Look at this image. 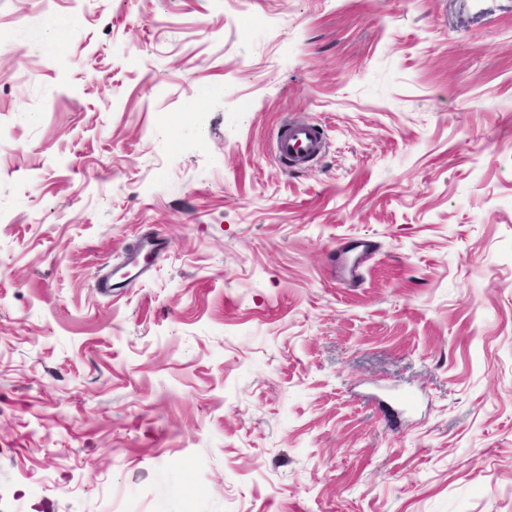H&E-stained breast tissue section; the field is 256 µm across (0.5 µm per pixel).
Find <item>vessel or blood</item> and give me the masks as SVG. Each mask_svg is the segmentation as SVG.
<instances>
[{
  "mask_svg": "<svg viewBox=\"0 0 512 512\" xmlns=\"http://www.w3.org/2000/svg\"><path fill=\"white\" fill-rule=\"evenodd\" d=\"M330 143L319 125L313 123L288 124L278 129L274 137V152L281 164L291 171L303 168L308 162L325 155ZM165 244L159 238L148 237L132 245L126 252L125 263L147 269ZM371 242L339 243L338 250L346 261L340 269L341 277L349 284H356L362 274V253L371 251Z\"/></svg>",
  "mask_w": 512,
  "mask_h": 512,
  "instance_id": "obj_1",
  "label": "vessel or blood"
}]
</instances>
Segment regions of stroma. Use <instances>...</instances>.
Instances as JSON below:
<instances>
[{
  "label": "stroma",
  "instance_id": "1",
  "mask_svg": "<svg viewBox=\"0 0 512 512\" xmlns=\"http://www.w3.org/2000/svg\"><path fill=\"white\" fill-rule=\"evenodd\" d=\"M0 512H512V0H0ZM330 143L323 128L313 123L282 126L274 137V152L281 164L291 171L325 155ZM164 248L165 243L157 237L141 239L127 250L125 265L140 267L144 271L152 263L156 253L162 252ZM341 240L337 242L338 251L346 257V261L340 268V274L350 285H355L361 278L364 262L371 253L372 244L369 241H358L354 243H345ZM366 251V256L360 260L362 253ZM351 254L352 257H347Z\"/></svg>",
  "mask_w": 512,
  "mask_h": 512
}]
</instances>
